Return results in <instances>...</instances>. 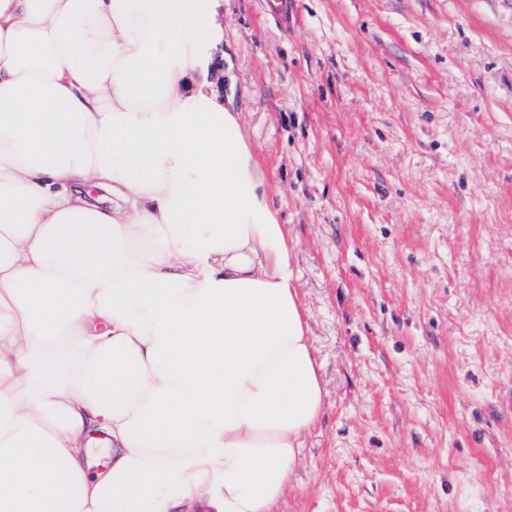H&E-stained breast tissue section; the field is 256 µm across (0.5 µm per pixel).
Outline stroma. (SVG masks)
I'll return each mask as SVG.
<instances>
[{
    "mask_svg": "<svg viewBox=\"0 0 512 512\" xmlns=\"http://www.w3.org/2000/svg\"><path fill=\"white\" fill-rule=\"evenodd\" d=\"M269 2L215 66L325 389L274 512H512V0Z\"/></svg>",
    "mask_w": 512,
    "mask_h": 512,
    "instance_id": "obj_1",
    "label": "stroma"
}]
</instances>
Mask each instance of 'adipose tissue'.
<instances>
[{
  "mask_svg": "<svg viewBox=\"0 0 512 512\" xmlns=\"http://www.w3.org/2000/svg\"><path fill=\"white\" fill-rule=\"evenodd\" d=\"M220 2L0 0V512H274L321 416Z\"/></svg>",
  "mask_w": 512,
  "mask_h": 512,
  "instance_id": "adipose-tissue-1",
  "label": "adipose tissue"
}]
</instances>
